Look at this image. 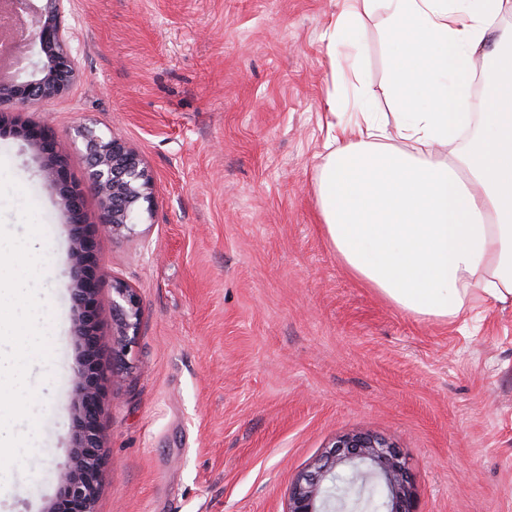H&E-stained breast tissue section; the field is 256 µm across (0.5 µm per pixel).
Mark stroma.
Segmentation results:
<instances>
[{
    "mask_svg": "<svg viewBox=\"0 0 512 512\" xmlns=\"http://www.w3.org/2000/svg\"><path fill=\"white\" fill-rule=\"evenodd\" d=\"M343 0H68L70 89L17 113L49 121L86 179L80 126L125 139L154 179L130 237L93 226L111 341L112 279L136 291L133 343L106 382L96 512H287L295 475L339 435L390 438L419 512H512V301L453 322L412 317L353 278L319 220L331 72L321 35ZM388 111L381 16L354 52ZM0 157L39 209L52 360L29 383L42 421L0 512H45L73 446L71 227L35 148L0 127Z\"/></svg>",
    "mask_w": 512,
    "mask_h": 512,
    "instance_id": "35a3bbf8",
    "label": "stroma"
}]
</instances>
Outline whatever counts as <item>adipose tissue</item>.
Instances as JSON below:
<instances>
[{
  "mask_svg": "<svg viewBox=\"0 0 512 512\" xmlns=\"http://www.w3.org/2000/svg\"><path fill=\"white\" fill-rule=\"evenodd\" d=\"M509 10L512 0H345L322 37L327 109L354 118L328 124L321 222L350 273L416 318L457 319L478 294L512 300V36L494 34ZM377 12L391 48L390 122L343 52ZM489 65L493 112L465 152L441 157L468 124L472 82Z\"/></svg>",
  "mask_w": 512,
  "mask_h": 512,
  "instance_id": "adipose-tissue-1",
  "label": "adipose tissue"
}]
</instances>
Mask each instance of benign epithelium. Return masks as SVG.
Masks as SVG:
<instances>
[{
    "label": "benign epithelium",
    "mask_w": 512,
    "mask_h": 512,
    "mask_svg": "<svg viewBox=\"0 0 512 512\" xmlns=\"http://www.w3.org/2000/svg\"><path fill=\"white\" fill-rule=\"evenodd\" d=\"M13 13L29 17L30 38L39 45L42 65L31 77L0 82V102L22 109L40 106L66 93L75 78V57L62 18L64 0H12ZM44 158L45 179L57 190L72 226L71 260L75 268L72 300L81 347L76 368L71 464L56 500L46 512H95L103 466L100 441L103 374L96 355L103 342L95 333L96 297L102 273L95 265V238L82 224V189L62 158L50 126L33 124L14 130ZM87 154V182L98 199L103 227L114 236L134 234L152 213L154 181L140 154L123 138L100 136L89 127L78 131ZM140 305L134 288L112 278V318L121 339L112 341V357L124 358L129 332L136 329ZM357 471L384 491V512H418L410 467L388 438L369 431L337 437L309 467L299 471L289 493L288 512H345L327 490L337 475Z\"/></svg>",
    "instance_id": "benign-epithelium-1"
}]
</instances>
